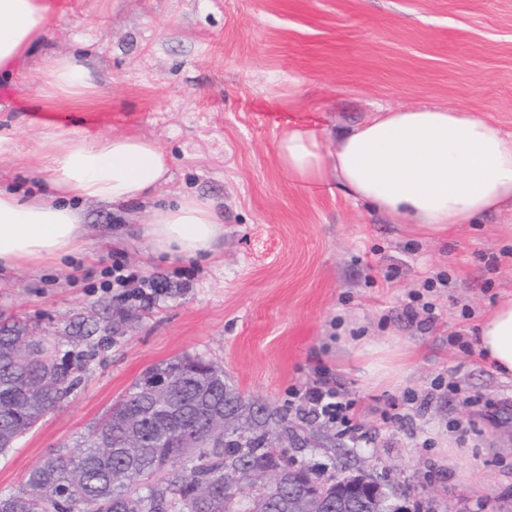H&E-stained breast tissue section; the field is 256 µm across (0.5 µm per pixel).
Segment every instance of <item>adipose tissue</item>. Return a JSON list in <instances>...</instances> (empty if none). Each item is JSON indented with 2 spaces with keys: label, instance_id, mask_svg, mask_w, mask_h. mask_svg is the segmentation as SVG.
I'll use <instances>...</instances> for the list:
<instances>
[{
  "label": "adipose tissue",
  "instance_id": "obj_1",
  "mask_svg": "<svg viewBox=\"0 0 512 512\" xmlns=\"http://www.w3.org/2000/svg\"><path fill=\"white\" fill-rule=\"evenodd\" d=\"M44 0H0V79L45 36ZM45 85L69 99L93 86L89 71L66 56L47 62ZM289 179L335 182L353 202H364L410 225L417 234L444 238L489 212H512V133L459 109L396 107L341 130L327 152L317 132L289 130L276 144ZM48 199H24L0 188V267L39 270L77 256L86 239L79 202L115 205L159 194L169 180L168 156L155 140L137 135L74 134L44 138L33 170ZM151 252L212 259L224 241V215L195 195L152 207L140 228ZM474 345L498 376L512 377V297L479 321ZM368 358L370 384L397 380L399 347L358 339Z\"/></svg>",
  "mask_w": 512,
  "mask_h": 512
}]
</instances>
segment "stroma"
I'll list each match as a JSON object with an SVG mask.
<instances>
[{
    "label": "stroma",
    "mask_w": 512,
    "mask_h": 512,
    "mask_svg": "<svg viewBox=\"0 0 512 512\" xmlns=\"http://www.w3.org/2000/svg\"><path fill=\"white\" fill-rule=\"evenodd\" d=\"M47 36L0 97L28 171L56 126L155 139L164 196L196 192L224 213L220 262L149 255V202L79 208L87 255L37 272L0 269V312L82 361L80 382L0 455L17 491L58 448L87 435L151 366L199 356L255 405L297 425L282 448L318 477L364 471L403 512H512V377L473 351L482 314L512 295V216L490 213L425 239L327 186L288 179L276 141L336 131L382 107H456L512 132V0H48ZM92 71L79 101L52 98L45 59ZM167 289L149 305L104 288L113 253ZM450 277L451 287L424 288ZM431 303L424 311L423 303ZM398 340L400 382L368 384L353 339ZM353 406L348 423L304 413L317 376Z\"/></svg>",
    "instance_id": "1"
}]
</instances>
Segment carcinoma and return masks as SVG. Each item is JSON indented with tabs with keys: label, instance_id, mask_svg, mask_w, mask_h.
Masks as SVG:
<instances>
[{
	"label": "carcinoma",
	"instance_id": "cac0c4a2",
	"mask_svg": "<svg viewBox=\"0 0 512 512\" xmlns=\"http://www.w3.org/2000/svg\"><path fill=\"white\" fill-rule=\"evenodd\" d=\"M78 363L29 335L18 317L0 314V453L34 428L76 382ZM169 382L168 398L181 411L167 433L165 401L150 381ZM233 421L217 440L204 413ZM143 439L125 447L129 426ZM293 431L288 414L257 408L224 382V371L181 356L154 365L87 436L32 469L17 491L0 494V512H386V488L370 474L340 471L312 476L279 446ZM187 440L196 447L185 448ZM283 470L288 483L258 486L240 497L234 484L250 473Z\"/></svg>",
	"mask_w": 512,
	"mask_h": 512
}]
</instances>
